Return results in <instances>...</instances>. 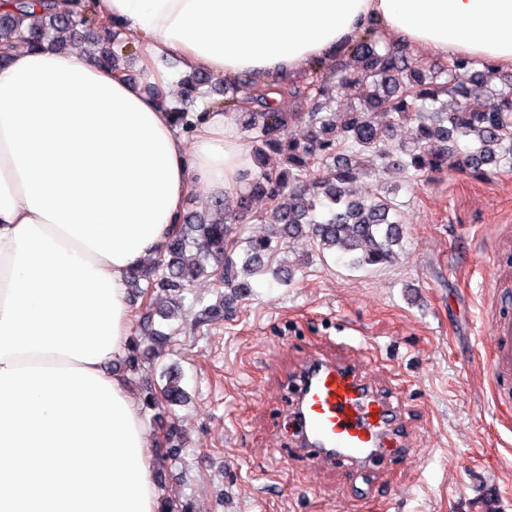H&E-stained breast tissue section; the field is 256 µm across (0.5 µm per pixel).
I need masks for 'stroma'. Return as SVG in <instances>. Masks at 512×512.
Instances as JSON below:
<instances>
[{
    "label": "stroma",
    "instance_id": "stroma-1",
    "mask_svg": "<svg viewBox=\"0 0 512 512\" xmlns=\"http://www.w3.org/2000/svg\"><path fill=\"white\" fill-rule=\"evenodd\" d=\"M390 184L405 225L393 262L356 267L303 233L276 244L290 282L253 277L209 320L221 290L203 276L162 321L141 379L175 367L190 396L143 415L187 440L178 457L155 455L167 498L195 512H512V423L494 408L488 364L494 277L512 275V168L487 180L451 166L375 171L358 191ZM321 355L354 360L397 408L403 446L367 480L297 448L289 428L290 381Z\"/></svg>",
    "mask_w": 512,
    "mask_h": 512
}]
</instances>
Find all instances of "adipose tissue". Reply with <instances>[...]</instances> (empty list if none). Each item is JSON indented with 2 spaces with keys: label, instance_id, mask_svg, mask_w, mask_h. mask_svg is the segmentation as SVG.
Here are the masks:
<instances>
[{
  "label": "adipose tissue",
  "instance_id": "1",
  "mask_svg": "<svg viewBox=\"0 0 512 512\" xmlns=\"http://www.w3.org/2000/svg\"><path fill=\"white\" fill-rule=\"evenodd\" d=\"M161 54L232 80L300 74L366 29L512 69V0H98ZM254 163L233 117L185 140L169 107L86 54L0 65V512H160L155 443L128 375L129 271L176 232L191 186L236 196Z\"/></svg>",
  "mask_w": 512,
  "mask_h": 512
}]
</instances>
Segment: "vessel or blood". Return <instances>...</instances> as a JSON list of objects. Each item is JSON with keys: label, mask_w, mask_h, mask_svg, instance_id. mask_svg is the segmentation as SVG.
<instances>
[{"label": "vessel or blood", "mask_w": 512, "mask_h": 512, "mask_svg": "<svg viewBox=\"0 0 512 512\" xmlns=\"http://www.w3.org/2000/svg\"><path fill=\"white\" fill-rule=\"evenodd\" d=\"M502 302L490 324L495 345L489 356L493 401L500 416H512V285L500 282ZM294 419L299 444L319 458L342 460L351 478L373 470L383 448L397 440L399 426L392 407L363 381L354 366L315 358L306 363L296 388Z\"/></svg>", "instance_id": "obj_1"}]
</instances>
